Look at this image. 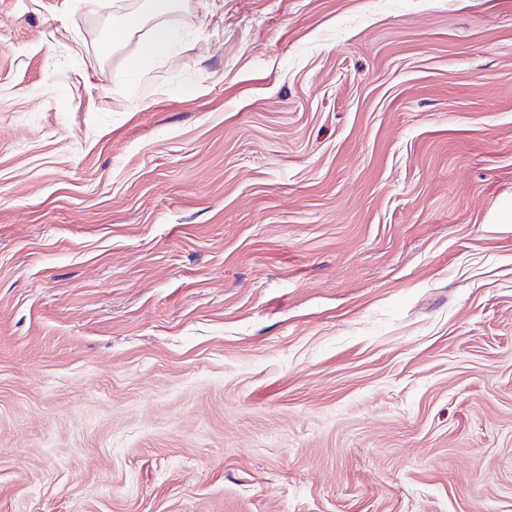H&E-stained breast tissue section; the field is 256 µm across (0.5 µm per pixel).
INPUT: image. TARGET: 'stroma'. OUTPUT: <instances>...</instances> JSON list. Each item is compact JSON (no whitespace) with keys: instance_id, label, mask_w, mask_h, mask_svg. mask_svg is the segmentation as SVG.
<instances>
[{"instance_id":"35a3bbf8","label":"stroma","mask_w":512,"mask_h":512,"mask_svg":"<svg viewBox=\"0 0 512 512\" xmlns=\"http://www.w3.org/2000/svg\"><path fill=\"white\" fill-rule=\"evenodd\" d=\"M123 7L0 0V512H512V0ZM134 2L138 3L129 5L118 26L112 29L108 50L126 48L141 29L149 26V40L146 43L138 42L126 57L127 70L139 75L145 73L158 59L170 55L174 34L164 19L179 8L181 1L135 0Z\"/></svg>"}]
</instances>
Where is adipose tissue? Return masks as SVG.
Segmentation results:
<instances>
[{
    "instance_id": "ef3b65f1",
    "label": "adipose tissue",
    "mask_w": 512,
    "mask_h": 512,
    "mask_svg": "<svg viewBox=\"0 0 512 512\" xmlns=\"http://www.w3.org/2000/svg\"><path fill=\"white\" fill-rule=\"evenodd\" d=\"M179 6L180 0H138L126 8L118 26L112 30L108 47L127 49L126 68L130 73H145L152 63L169 56L174 34L165 19ZM144 28L150 31L149 40L134 43V36Z\"/></svg>"
}]
</instances>
